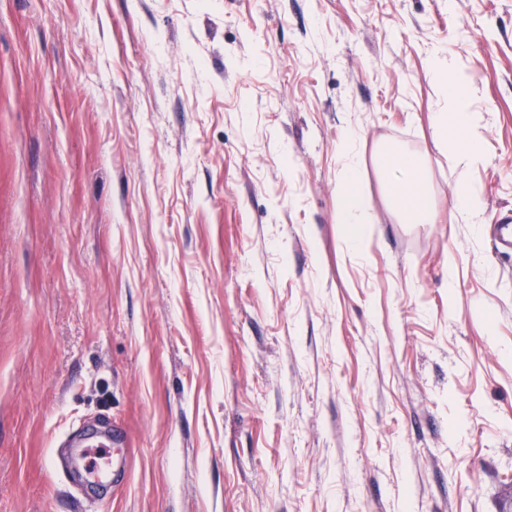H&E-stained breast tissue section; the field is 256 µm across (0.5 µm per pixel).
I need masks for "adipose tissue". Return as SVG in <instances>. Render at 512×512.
<instances>
[{"label": "adipose tissue", "mask_w": 512, "mask_h": 512, "mask_svg": "<svg viewBox=\"0 0 512 512\" xmlns=\"http://www.w3.org/2000/svg\"><path fill=\"white\" fill-rule=\"evenodd\" d=\"M433 78L448 92V106L434 113L433 124L440 133L445 132L448 127H455L462 135L459 154L466 164H473L479 160L480 153L470 133L467 91L460 78L448 68L443 67L435 71ZM385 171L389 194L397 212L417 224L435 223V213L424 203L421 158L414 154L388 157L385 161Z\"/></svg>", "instance_id": "ef3b65f1"}]
</instances>
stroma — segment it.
<instances>
[{"instance_id": "35a3bbf8", "label": "stroma", "mask_w": 512, "mask_h": 512, "mask_svg": "<svg viewBox=\"0 0 512 512\" xmlns=\"http://www.w3.org/2000/svg\"><path fill=\"white\" fill-rule=\"evenodd\" d=\"M507 211L512 0H0V512H512ZM434 80L448 92V105L445 109L433 113V124L439 135L448 129V122L461 134L459 142V154L466 165L473 164L480 159V153L476 148L475 140L470 133V113L468 112L467 91L461 84V78L442 66L433 73ZM449 108V109H448ZM422 168L421 158L414 154L387 157L384 167L397 212L411 223L433 224L437 215L424 203ZM456 205L462 216L472 223L479 217L475 195L464 179H460L456 189ZM340 220L342 224H349L354 230L359 229L362 226L360 224H365L363 203L353 189L349 193H346L343 198L340 209Z\"/></svg>"}]
</instances>
